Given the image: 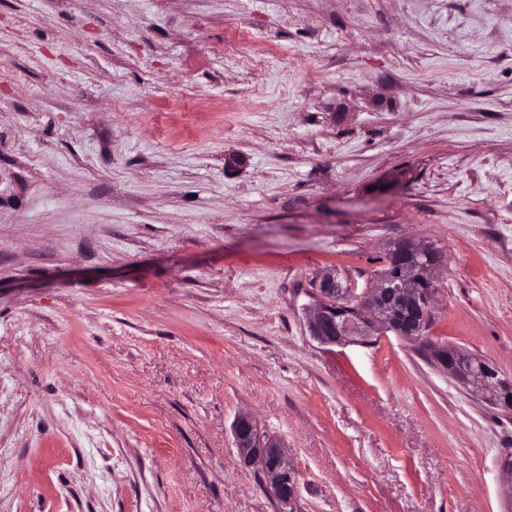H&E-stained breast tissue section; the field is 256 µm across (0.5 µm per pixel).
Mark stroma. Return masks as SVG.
<instances>
[{
    "label": "stroma",
    "instance_id": "1",
    "mask_svg": "<svg viewBox=\"0 0 512 512\" xmlns=\"http://www.w3.org/2000/svg\"><path fill=\"white\" fill-rule=\"evenodd\" d=\"M402 239L512 378V0H0V512H278L241 414L294 512H512V412L308 332ZM232 434L240 463L256 468L262 486L278 505L279 512L293 511L298 494L296 470L281 443L261 432L247 415L236 417Z\"/></svg>",
    "mask_w": 512,
    "mask_h": 512
}]
</instances>
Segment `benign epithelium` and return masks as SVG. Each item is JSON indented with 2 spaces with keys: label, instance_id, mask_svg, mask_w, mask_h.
I'll list each match as a JSON object with an SVG mask.
<instances>
[{
  "label": "benign epithelium",
  "instance_id": "benign-epithelium-1",
  "mask_svg": "<svg viewBox=\"0 0 512 512\" xmlns=\"http://www.w3.org/2000/svg\"><path fill=\"white\" fill-rule=\"evenodd\" d=\"M437 264L433 247L406 240L390 250L387 270L377 275L376 287L368 293L358 294L340 286L335 277H324L311 306L309 334L325 346L367 344L388 333L415 342L465 390L474 395L489 392L496 406L511 412V377L502 376L494 365L473 354L469 363L460 365L457 348L433 343L426 336L434 289L423 284H436ZM232 434L240 463L256 468L279 512H293L298 494L296 470L281 443L261 432L247 415L236 417Z\"/></svg>",
  "mask_w": 512,
  "mask_h": 512
}]
</instances>
